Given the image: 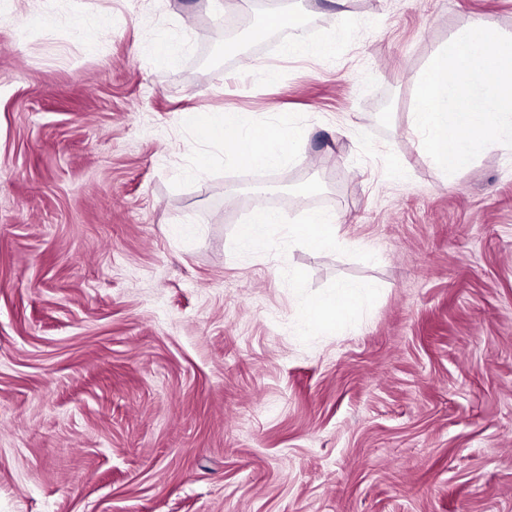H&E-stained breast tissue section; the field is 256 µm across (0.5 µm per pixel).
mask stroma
I'll return each instance as SVG.
<instances>
[{
    "label": "stroma",
    "instance_id": "stroma-1",
    "mask_svg": "<svg viewBox=\"0 0 512 512\" xmlns=\"http://www.w3.org/2000/svg\"><path fill=\"white\" fill-rule=\"evenodd\" d=\"M42 7L0 0V512H512V153L448 175L409 121L512 0ZM273 10L335 57L278 55ZM216 109L308 128L300 161L227 163L184 122ZM257 195L335 248L238 247ZM341 283L344 330L298 332ZM335 224V218L314 212L308 216L306 224H289L288 234L312 250H330L336 245Z\"/></svg>",
    "mask_w": 512,
    "mask_h": 512
}]
</instances>
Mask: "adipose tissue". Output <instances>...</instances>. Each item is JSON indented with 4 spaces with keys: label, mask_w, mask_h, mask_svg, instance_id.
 Instances as JSON below:
<instances>
[{
    "label": "adipose tissue",
    "mask_w": 512,
    "mask_h": 512,
    "mask_svg": "<svg viewBox=\"0 0 512 512\" xmlns=\"http://www.w3.org/2000/svg\"><path fill=\"white\" fill-rule=\"evenodd\" d=\"M187 124L200 140L221 148L225 157L242 166L274 169L283 164L285 154L280 151L282 141L301 146L307 139L305 129L280 125L246 126L237 112L215 110L202 115L190 113ZM287 224L283 213L261 209L254 213L249 223L240 225L237 241L240 246L256 249L264 245L273 225ZM288 234L310 249L325 251L336 245V220L315 212L305 223L287 224ZM365 292L363 288L341 285L329 295L309 303L298 313L302 325L317 324L331 330H341L350 311L361 306Z\"/></svg>",
    "instance_id": "ef3b65f1"
}]
</instances>
